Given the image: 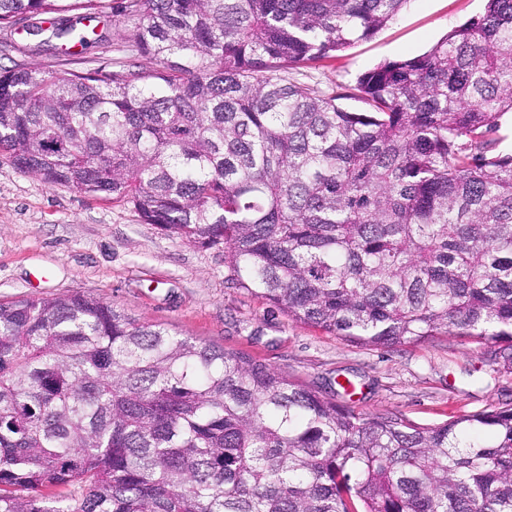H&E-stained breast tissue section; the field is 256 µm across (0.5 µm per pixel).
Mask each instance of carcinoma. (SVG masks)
Returning a JSON list of instances; mask_svg holds the SVG:
<instances>
[{
	"label": "carcinoma",
	"instance_id": "obj_1",
	"mask_svg": "<svg viewBox=\"0 0 512 512\" xmlns=\"http://www.w3.org/2000/svg\"><path fill=\"white\" fill-rule=\"evenodd\" d=\"M408 2L0 0L1 29L84 47L67 14L120 16L148 61L0 72V153L223 247L295 322L511 365L512 0L331 93L289 78ZM0 512H512V408L362 417L99 297L1 302Z\"/></svg>",
	"mask_w": 512,
	"mask_h": 512
}]
</instances>
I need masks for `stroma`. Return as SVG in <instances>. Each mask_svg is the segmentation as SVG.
<instances>
[{
  "label": "stroma",
  "mask_w": 512,
  "mask_h": 512,
  "mask_svg": "<svg viewBox=\"0 0 512 512\" xmlns=\"http://www.w3.org/2000/svg\"><path fill=\"white\" fill-rule=\"evenodd\" d=\"M483 8L484 0H409L371 39L293 77L326 90L351 82L379 62L424 53ZM94 25L102 43L69 56L0 29V68L110 70L129 60L122 23ZM59 294L98 296L140 321L262 361L364 417L427 427L512 407V367L486 344L443 333L366 346L292 321L240 287L223 248L183 242L127 204L46 184L0 156V301Z\"/></svg>",
  "instance_id": "obj_1"
}]
</instances>
